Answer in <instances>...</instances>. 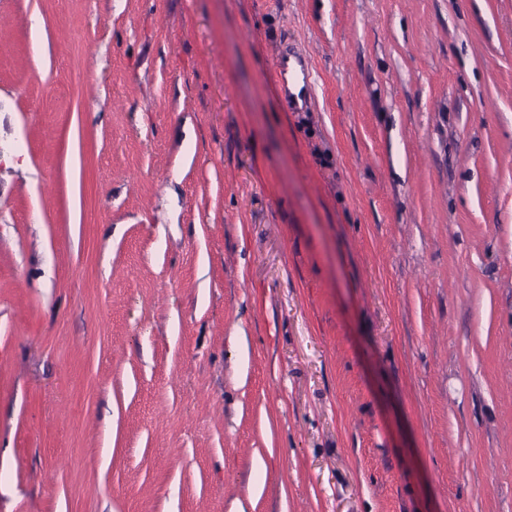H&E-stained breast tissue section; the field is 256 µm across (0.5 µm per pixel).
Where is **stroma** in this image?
<instances>
[{
	"instance_id": "stroma-1",
	"label": "stroma",
	"mask_w": 512,
	"mask_h": 512,
	"mask_svg": "<svg viewBox=\"0 0 512 512\" xmlns=\"http://www.w3.org/2000/svg\"><path fill=\"white\" fill-rule=\"evenodd\" d=\"M0 512H512V0H0ZM277 83L289 111L301 112L311 104L313 86L308 62L290 49L279 56Z\"/></svg>"
}]
</instances>
